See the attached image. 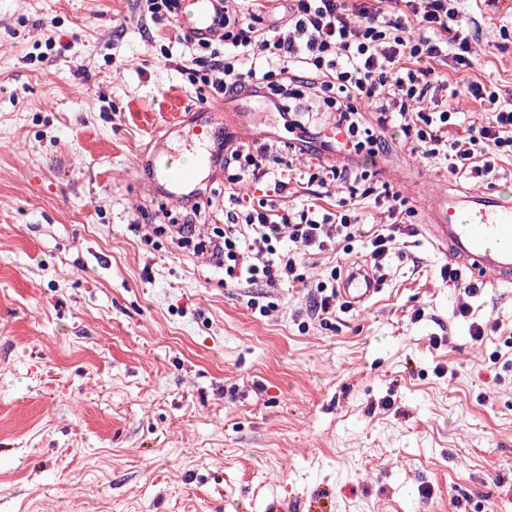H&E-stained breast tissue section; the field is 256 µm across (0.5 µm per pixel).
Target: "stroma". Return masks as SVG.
Here are the masks:
<instances>
[{"label":"stroma","instance_id":"obj_1","mask_svg":"<svg viewBox=\"0 0 512 512\" xmlns=\"http://www.w3.org/2000/svg\"><path fill=\"white\" fill-rule=\"evenodd\" d=\"M463 9L474 65L443 74L512 94V0ZM176 34L139 0H0V512H512V288L443 281L418 215L374 299L325 322L317 280L364 248L272 288L178 248L145 167L172 108L292 135L192 85ZM384 136L358 158L378 179L472 188Z\"/></svg>","mask_w":512,"mask_h":512}]
</instances>
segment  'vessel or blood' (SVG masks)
<instances>
[{"mask_svg": "<svg viewBox=\"0 0 512 512\" xmlns=\"http://www.w3.org/2000/svg\"><path fill=\"white\" fill-rule=\"evenodd\" d=\"M216 7V0H181L179 23L195 38L208 37ZM191 133L196 139L191 162L166 146L154 152L150 162L152 176L166 186L164 199L170 203L196 199L200 173L219 168L224 158V116L219 109L198 110ZM420 204L428 216L422 230L449 262L472 282L512 285L511 193L452 192L437 203L424 198ZM338 291L344 300L360 306L373 297L375 281L366 270H354L340 280Z\"/></svg>", "mask_w": 512, "mask_h": 512, "instance_id": "vessel-or-blood-1", "label": "vessel or blood"}]
</instances>
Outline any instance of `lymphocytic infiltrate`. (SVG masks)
Listing matches in <instances>:
<instances>
[{
	"instance_id": "f902f5d3",
	"label": "lymphocytic infiltrate",
	"mask_w": 512,
	"mask_h": 512,
	"mask_svg": "<svg viewBox=\"0 0 512 512\" xmlns=\"http://www.w3.org/2000/svg\"><path fill=\"white\" fill-rule=\"evenodd\" d=\"M239 0H221L211 38L180 40L201 83L219 95L272 89L290 95L291 68L309 66L325 103L336 108V149L344 162L316 164L308 172L313 202L295 205L297 189L283 179L294 158L274 144H224V224L214 227L210 252L229 280L249 286H275L297 280V270L313 249L329 242H364L375 266L388 259L408 199L378 182L369 168L351 163L361 153L379 155L386 142L359 119L373 112L375 127L398 124L411 152L436 159L452 176H484L512 159V97L473 80L465 88L436 74L434 62L472 66L477 26L459 22L461 0H284L285 25L267 26L261 12L244 11ZM449 98L467 93L489 113L485 124L457 130L455 109H423L440 90ZM273 184L275 199L252 205L245 187ZM344 189L335 210L317 197ZM373 198L387 217L365 230L353 198ZM287 241V251L276 248Z\"/></svg>"
}]
</instances>
